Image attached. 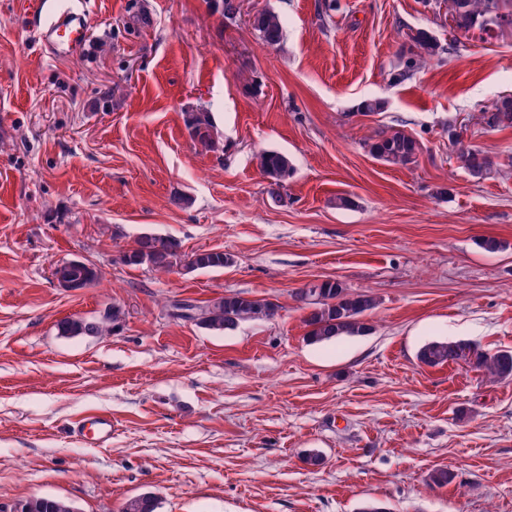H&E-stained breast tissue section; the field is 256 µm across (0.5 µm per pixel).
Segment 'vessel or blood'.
<instances>
[{
    "label": "vessel or blood",
    "instance_id": "b4317fda",
    "mask_svg": "<svg viewBox=\"0 0 512 512\" xmlns=\"http://www.w3.org/2000/svg\"><path fill=\"white\" fill-rule=\"evenodd\" d=\"M24 6L37 20L38 36L48 49L74 53L83 47L90 13L87 0H24ZM73 431L86 443L101 446L112 438V418L95 414L77 422Z\"/></svg>",
    "mask_w": 512,
    "mask_h": 512
}]
</instances>
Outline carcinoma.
Returning a JSON list of instances; mask_svg holds the SVG:
<instances>
[{
    "mask_svg": "<svg viewBox=\"0 0 512 512\" xmlns=\"http://www.w3.org/2000/svg\"><path fill=\"white\" fill-rule=\"evenodd\" d=\"M451 17L461 30H477L490 35L512 28V12L506 10V0H452ZM259 39L267 46L280 43L283 38V21L272 10H262L251 22ZM417 52L411 53L394 74L401 82L409 78L417 65L439 53L440 46L435 36L426 30H418L410 36ZM487 123L493 128L512 127V96H501L492 104ZM186 127L192 137L204 146L213 144V123L207 112L190 113ZM370 152L379 160L392 165L406 166L416 161L420 150L419 142L400 129L378 135L369 145ZM457 158L468 174L479 181L490 175L492 161L489 156L476 148L462 147ZM258 165L270 184L281 186L293 172V165L287 155L275 151H263L258 156ZM177 243L166 236L142 233L135 241V247L124 252L120 260L127 265H147L158 271H166L177 257ZM232 257L222 251H204L189 256L186 268L192 271L224 268L232 264ZM56 273L66 279L70 288L78 291L93 286L98 275L86 264L64 261L54 264ZM297 298L311 308L306 323L311 327L309 338L313 342H324L343 334L362 335L369 330L364 321L366 312L372 310L376 301L368 295L350 296L342 285L335 281L311 283L299 289ZM176 316L192 320L200 327L223 332L235 328L240 322L274 315V305L264 299L230 295L210 304L200 305L182 300L173 304ZM120 309L112 308L102 321L86 322L80 319H65L58 324L63 336H93L102 331L104 324L117 320ZM477 368L483 369L500 380L512 378V350H501L493 354L484 353L465 341L425 344L418 353V359L425 365L435 367L454 362L459 356ZM156 499L144 494L128 500L122 512H156ZM16 512H74L63 500L38 497L16 505Z\"/></svg>",
    "mask_w": 512,
    "mask_h": 512,
    "instance_id": "1",
    "label": "carcinoma"
}]
</instances>
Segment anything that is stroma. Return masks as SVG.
Segmentation results:
<instances>
[{
	"mask_svg": "<svg viewBox=\"0 0 512 512\" xmlns=\"http://www.w3.org/2000/svg\"><path fill=\"white\" fill-rule=\"evenodd\" d=\"M236 3L228 20L222 0H91L73 56L0 0V504L512 512V380L417 357L432 341L512 350V128L484 119L512 95V34L453 31L450 0ZM265 9L284 20L274 47L251 27ZM419 29L441 52L393 81ZM368 98L385 109L360 112ZM189 112L210 113L214 147ZM390 128L418 139L414 164L370 154ZM461 144L491 152L488 178L465 172ZM265 150L293 163L276 189ZM145 232L233 263H122ZM69 259L97 283L59 288ZM327 279L375 298L366 334L309 341L294 293ZM227 294L276 312L217 333L171 308ZM115 306L98 335L58 331ZM94 411L114 423L102 448L72 432ZM189 257L186 268L192 271L202 269L224 268L232 264V257L223 251H204L193 253Z\"/></svg>",
	"mask_w": 512,
	"mask_h": 512,
	"instance_id": "1",
	"label": "stroma"
}]
</instances>
